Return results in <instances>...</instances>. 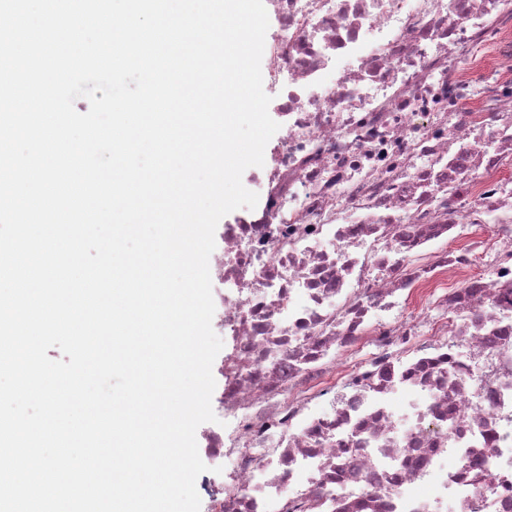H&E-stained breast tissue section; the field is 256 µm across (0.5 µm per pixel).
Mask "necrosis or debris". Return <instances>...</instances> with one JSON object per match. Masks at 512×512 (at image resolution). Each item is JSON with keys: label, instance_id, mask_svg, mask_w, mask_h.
<instances>
[{"label": "necrosis or debris", "instance_id": "1", "mask_svg": "<svg viewBox=\"0 0 512 512\" xmlns=\"http://www.w3.org/2000/svg\"><path fill=\"white\" fill-rule=\"evenodd\" d=\"M269 3L208 512H512V0Z\"/></svg>", "mask_w": 512, "mask_h": 512}]
</instances>
